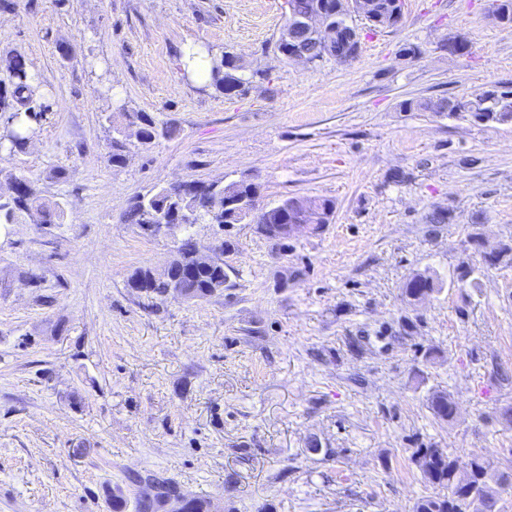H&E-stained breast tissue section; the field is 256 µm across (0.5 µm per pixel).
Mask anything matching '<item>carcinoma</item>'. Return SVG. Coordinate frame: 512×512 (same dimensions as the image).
<instances>
[{
	"mask_svg": "<svg viewBox=\"0 0 512 512\" xmlns=\"http://www.w3.org/2000/svg\"><path fill=\"white\" fill-rule=\"evenodd\" d=\"M292 13L297 17H308L320 10L335 14L336 0H290ZM367 10L359 15L369 26L378 28L397 26L402 17V0H365ZM491 17L500 25L512 28V0H492ZM10 82L0 86V109L11 113L15 136L11 149L22 151L26 148L29 123L42 119V113L50 110L45 103L33 104L35 89L40 78L33 74L26 59L15 55L8 60ZM239 66L233 56L222 54L211 58L209 85L215 90L233 96L244 90L247 81L237 75ZM407 111L446 112L450 115L464 112L483 114L487 120L505 123L512 120V89H489L470 98L436 100L411 99L403 102ZM128 120L139 123L144 144H150L159 136L172 138L177 130L168 126L161 128L153 117L145 112L126 115ZM11 198L0 201V224H12L23 213L35 210L44 216V223L52 224L62 215V207L41 195L35 182L24 176H15ZM257 195L255 184L245 180H232L223 185L211 184L202 192H179L168 187L148 196L137 197L129 205L126 221L130 224H158L163 215L172 211L186 217L185 224H226L238 223V214L231 208H224V198L248 201ZM288 206V215L274 210L257 225L258 231L269 239L286 241L289 236L273 231L275 224H327L335 204L327 198H308L306 204L295 206V199L283 201ZM512 255V246L502 244L495 251L483 255L484 264L496 266ZM228 275L224 271V253L215 255L213 264L207 268L190 267L186 271V288L190 299L199 300L210 296L209 285L217 280L226 284ZM141 281L140 291L149 297H161L165 285L149 279V270L137 269L128 282ZM441 286L430 276L415 275L406 284L404 295L408 302L425 301L440 293ZM429 408L435 418L447 422L456 411V403L445 391H435L429 398ZM411 461L423 479L445 490L443 494L420 497L414 512H502V494L512 489V457L494 463L479 453L456 456L446 448H415Z\"/></svg>",
	"mask_w": 512,
	"mask_h": 512,
	"instance_id": "carcinoma-1",
	"label": "carcinoma"
}]
</instances>
